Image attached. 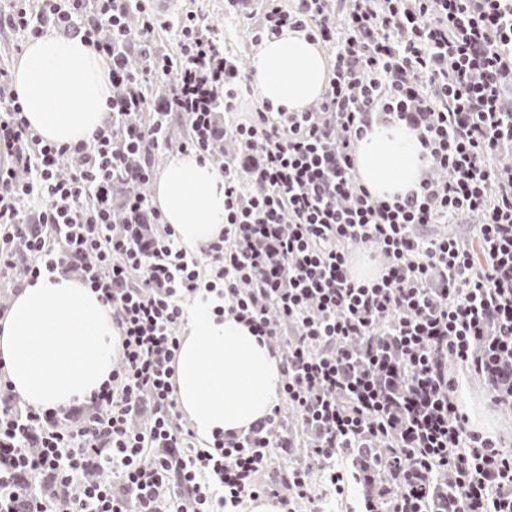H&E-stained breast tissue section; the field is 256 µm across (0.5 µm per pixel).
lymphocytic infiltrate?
I'll use <instances>...</instances> for the list:
<instances>
[{
  "label": "lymphocytic infiltrate",
  "instance_id": "f902f5d3",
  "mask_svg": "<svg viewBox=\"0 0 512 512\" xmlns=\"http://www.w3.org/2000/svg\"><path fill=\"white\" fill-rule=\"evenodd\" d=\"M138 16L130 27V16ZM170 20L153 0H7L0 29L81 36L109 68L110 123L56 145L31 130L0 69V280L76 266L109 305L121 347L112 380L70 410L20 406L0 372V512H245L274 497L323 512L300 464L265 474L277 449L308 447L330 483L353 448H381L391 479L365 512H512V449L469 429L452 366L482 374L512 358V0H263L253 43L287 29L331 55L332 76L300 112L235 111L252 74L216 27L181 15L178 58L156 52ZM148 55L142 71L130 53ZM172 77L155 106L147 84ZM150 111L147 124L130 115ZM405 122L430 159L418 189L384 201L355 173L373 118ZM180 143L225 158L224 232L190 255L149 196L153 156ZM474 223L466 239L440 224ZM375 249L372 280L352 251ZM221 289L224 310L278 351L282 391L264 421L195 447L173 396L183 303ZM456 494L430 507V484ZM51 485L44 498L33 481Z\"/></svg>",
  "mask_w": 512,
  "mask_h": 512
}]
</instances>
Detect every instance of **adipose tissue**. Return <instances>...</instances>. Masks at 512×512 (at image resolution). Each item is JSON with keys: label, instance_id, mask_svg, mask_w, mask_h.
<instances>
[{"label": "adipose tissue", "instance_id": "adipose-tissue-1", "mask_svg": "<svg viewBox=\"0 0 512 512\" xmlns=\"http://www.w3.org/2000/svg\"><path fill=\"white\" fill-rule=\"evenodd\" d=\"M258 102L289 112L308 108L330 75L328 59L305 33L288 30L255 53ZM24 115L44 141L90 140L106 118L112 86L98 52L81 37L46 32L30 40L13 71ZM405 123H375L358 142L356 171L372 196L390 200L419 185L427 166ZM156 204L186 250L217 239L224 228V180L196 156H171L156 183ZM219 299L199 291L175 363V398L200 440L240 433L272 412L280 357L244 322L214 312ZM120 332L112 311L71 278L26 283L0 315V368L26 404L65 407L87 398L112 375Z\"/></svg>", "mask_w": 512, "mask_h": 512}]
</instances>
